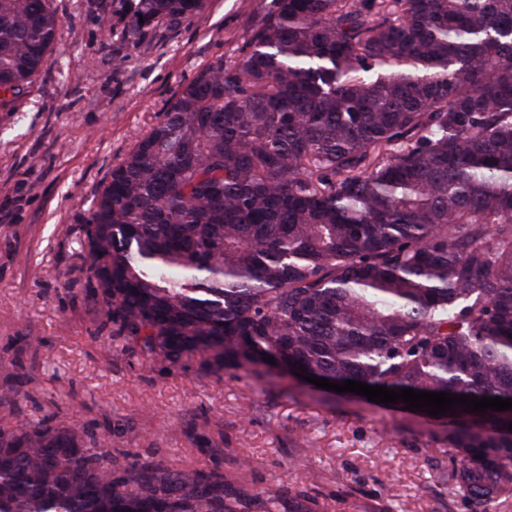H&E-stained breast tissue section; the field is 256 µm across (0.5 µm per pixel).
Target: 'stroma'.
Returning a JSON list of instances; mask_svg holds the SVG:
<instances>
[{"label":"stroma","instance_id":"35a3bbf8","mask_svg":"<svg viewBox=\"0 0 512 512\" xmlns=\"http://www.w3.org/2000/svg\"><path fill=\"white\" fill-rule=\"evenodd\" d=\"M264 4L207 0L127 36L123 15L106 28L85 0H54L59 44L0 109V416L111 435L116 462L221 473L246 501L281 487L278 512H476L446 482L447 424L277 368L144 359L87 297L77 237L94 190L182 85L241 55Z\"/></svg>","mask_w":512,"mask_h":512}]
</instances>
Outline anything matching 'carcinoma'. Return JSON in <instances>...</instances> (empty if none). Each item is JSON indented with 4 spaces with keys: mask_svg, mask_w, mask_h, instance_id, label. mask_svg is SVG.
Masks as SVG:
<instances>
[{
    "mask_svg": "<svg viewBox=\"0 0 512 512\" xmlns=\"http://www.w3.org/2000/svg\"><path fill=\"white\" fill-rule=\"evenodd\" d=\"M0 0V107L57 44ZM126 32L206 0H87ZM79 269L146 360L275 366L512 399V0H271L243 53L175 94L94 191ZM448 487L512 496V410L438 415ZM276 487L257 497L275 512ZM0 512H244L224 475L0 419Z\"/></svg>",
    "mask_w": 512,
    "mask_h": 512,
    "instance_id": "obj_1",
    "label": "carcinoma"
}]
</instances>
